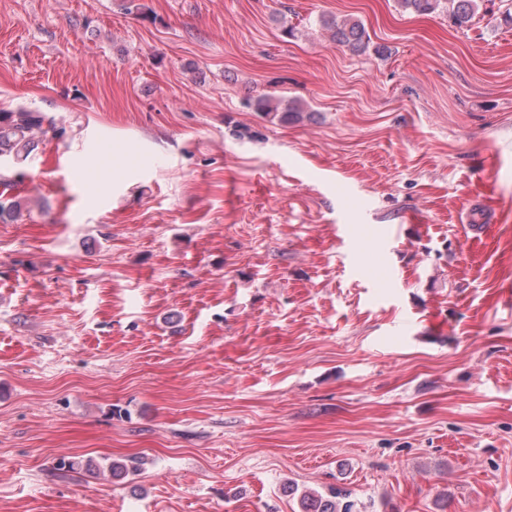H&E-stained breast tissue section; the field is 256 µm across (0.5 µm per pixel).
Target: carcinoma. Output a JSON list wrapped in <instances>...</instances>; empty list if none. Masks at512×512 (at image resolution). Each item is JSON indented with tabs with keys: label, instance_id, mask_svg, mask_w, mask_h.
Instances as JSON below:
<instances>
[{
	"label": "carcinoma",
	"instance_id": "1",
	"mask_svg": "<svg viewBox=\"0 0 512 512\" xmlns=\"http://www.w3.org/2000/svg\"><path fill=\"white\" fill-rule=\"evenodd\" d=\"M400 10L422 15L442 13L456 26L471 23L478 15V0H396ZM323 29L329 32L332 43L363 54L370 45V38L358 20L351 17H320ZM249 106L269 118L287 123L302 116L295 104H282V100L263 94L254 98ZM62 135L65 129L57 128L53 120L42 112L27 108L0 109V158L7 157L17 163L25 161L33 151L35 136L40 133ZM139 469L132 460H112L105 467L113 480L123 481ZM348 494L340 487H330L323 492L306 491L300 497L302 512H354L355 503L347 500Z\"/></svg>",
	"mask_w": 512,
	"mask_h": 512
}]
</instances>
